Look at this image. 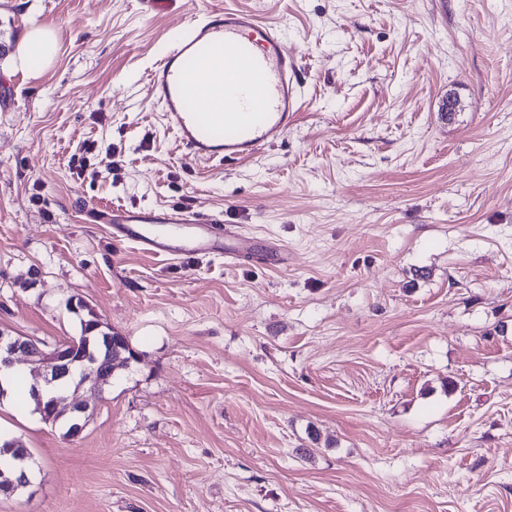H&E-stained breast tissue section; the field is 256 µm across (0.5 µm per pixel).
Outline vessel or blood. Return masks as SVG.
<instances>
[{
	"label": "vessel or blood",
	"instance_id": "obj_1",
	"mask_svg": "<svg viewBox=\"0 0 512 512\" xmlns=\"http://www.w3.org/2000/svg\"><path fill=\"white\" fill-rule=\"evenodd\" d=\"M300 65L279 32L234 8L208 12L188 25L148 73L167 130L194 161H241L284 138L298 117ZM90 222L155 257L218 254L235 263L261 254L288 265L280 245L216 225L213 216L182 207L107 209L89 205Z\"/></svg>",
	"mask_w": 512,
	"mask_h": 512
}]
</instances>
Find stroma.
I'll return each mask as SVG.
<instances>
[{
	"label": "stroma",
	"instance_id": "1",
	"mask_svg": "<svg viewBox=\"0 0 512 512\" xmlns=\"http://www.w3.org/2000/svg\"><path fill=\"white\" fill-rule=\"evenodd\" d=\"M224 7L301 85L282 141L219 166L147 74ZM43 21L52 65L12 67ZM91 201L215 214L288 266L158 259ZM75 299L140 360L82 385L75 438L0 401L34 470L0 512H512V0H0V329L56 344Z\"/></svg>",
	"mask_w": 512,
	"mask_h": 512
}]
</instances>
